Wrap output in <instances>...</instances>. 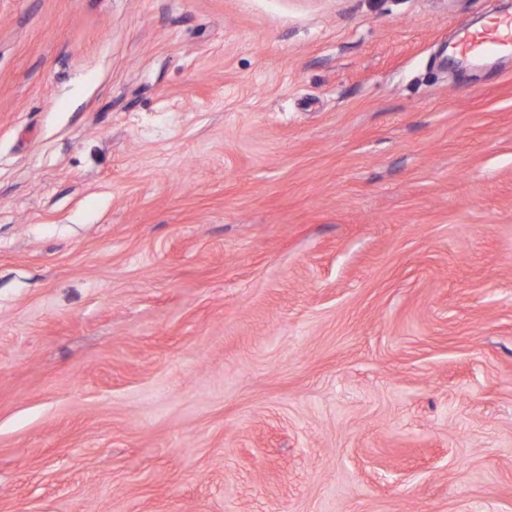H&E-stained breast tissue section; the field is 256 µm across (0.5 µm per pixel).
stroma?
Masks as SVG:
<instances>
[{"mask_svg":"<svg viewBox=\"0 0 512 512\" xmlns=\"http://www.w3.org/2000/svg\"><path fill=\"white\" fill-rule=\"evenodd\" d=\"M512 0H0V512H512ZM512 49V16L498 17L455 43L458 56L471 62Z\"/></svg>","mask_w":512,"mask_h":512,"instance_id":"1","label":"stroma"}]
</instances>
